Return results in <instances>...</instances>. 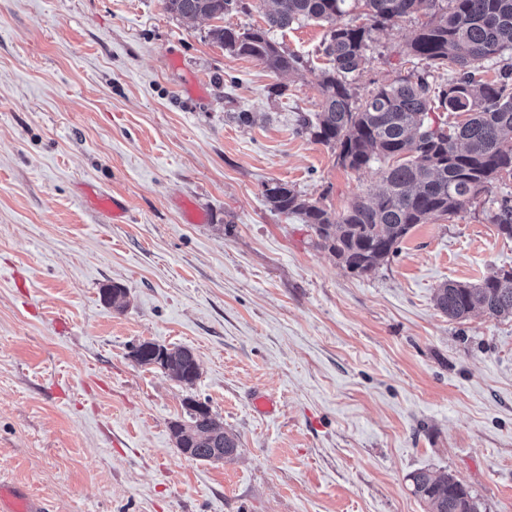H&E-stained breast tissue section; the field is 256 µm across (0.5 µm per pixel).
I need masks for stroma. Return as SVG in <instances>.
Masks as SVG:
<instances>
[{"mask_svg": "<svg viewBox=\"0 0 512 512\" xmlns=\"http://www.w3.org/2000/svg\"><path fill=\"white\" fill-rule=\"evenodd\" d=\"M216 23L162 0H0V480L49 512H428L406 480L426 468L512 512V318L433 300L512 269L491 220L512 180L351 273L264 195L339 213L386 169L345 170L297 130L321 109L324 27L274 32L306 61L288 75L224 51ZM420 23L374 32L359 95L412 70ZM145 341L191 349L195 386L138 364ZM189 396L237 436L232 459L181 454Z\"/></svg>", "mask_w": 512, "mask_h": 512, "instance_id": "1", "label": "stroma"}]
</instances>
